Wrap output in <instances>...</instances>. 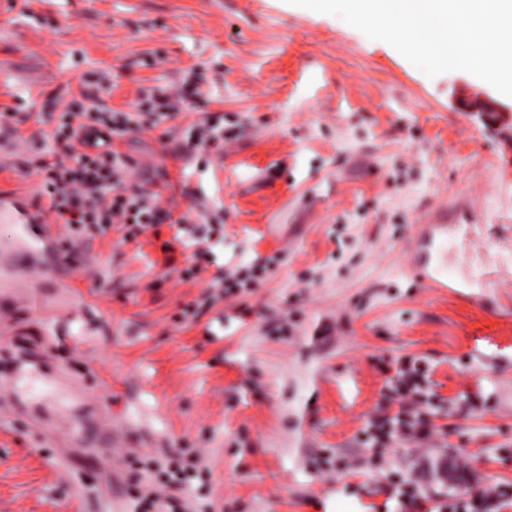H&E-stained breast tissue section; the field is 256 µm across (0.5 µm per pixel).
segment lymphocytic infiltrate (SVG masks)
Here are the masks:
<instances>
[{
    "instance_id": "f902f5d3",
    "label": "lymphocytic infiltrate",
    "mask_w": 512,
    "mask_h": 512,
    "mask_svg": "<svg viewBox=\"0 0 512 512\" xmlns=\"http://www.w3.org/2000/svg\"><path fill=\"white\" fill-rule=\"evenodd\" d=\"M208 83L206 68L196 66L182 71L175 83L140 86L134 100L118 108L110 102L115 88L111 72L98 71L82 78L78 96L49 115L52 151L27 162L41 179L38 196L45 202V212L82 235L102 239L116 232L124 243L169 226L175 234L161 247L165 264L173 263L175 244H193L194 251L178 277L186 282L199 278L204 263L210 260L211 235L224 224L223 211L208 209L199 200L187 210H179L176 203L162 198L154 179L136 173L120 147L130 134L161 127L177 142L184 157L223 150L235 135L226 131L223 117L206 114ZM189 112L204 113L205 118L181 125V116ZM58 147L68 153V160L56 159L54 150ZM270 272L267 262L252 266L244 274L217 272L198 301L183 310V318H196L201 310L226 297L259 287ZM425 381L418 369L398 371L395 401L399 411L369 422L365 434L372 447L410 443L421 448L433 441L434 428L420 417L427 397ZM190 470V465L171 457L138 463L135 481H142L147 474L162 481L161 492L149 488L141 492L139 512H187L178 492Z\"/></svg>"
}]
</instances>
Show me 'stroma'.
Masks as SVG:
<instances>
[{
	"label": "stroma",
	"instance_id": "stroma-1",
	"mask_svg": "<svg viewBox=\"0 0 512 512\" xmlns=\"http://www.w3.org/2000/svg\"><path fill=\"white\" fill-rule=\"evenodd\" d=\"M197 64L211 112L244 134L215 164H182L160 128L121 150L140 174L167 168L160 191L180 209L194 194L223 208L218 264L278 263L188 326L210 275L167 274L169 227L82 243L63 281L46 271L68 246L56 216L47 238L0 222V263L26 258L0 271V512H132L129 464L167 452L203 456L180 492L199 512H367L384 485L413 480L439 512L512 486V267L488 268L494 314L408 270L424 210L470 225L458 273L512 243V142L454 101L461 88L494 95L483 80L427 77L286 0H0V112L26 116L32 136L0 153V192L37 203L25 161L48 151L34 134L64 84L111 71L118 106ZM410 361L436 393L422 479L411 445L361 440ZM445 460L461 485L439 478Z\"/></svg>",
	"mask_w": 512,
	"mask_h": 512
}]
</instances>
